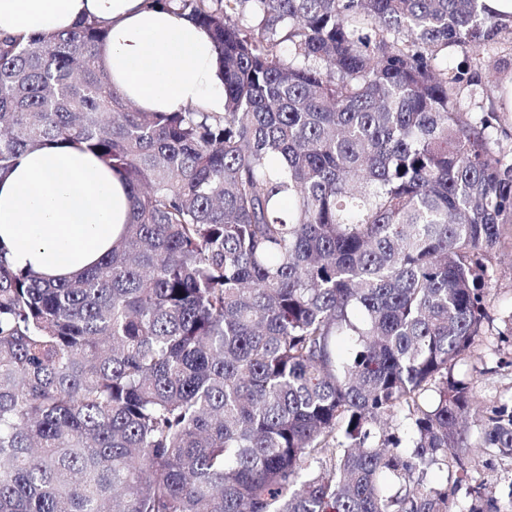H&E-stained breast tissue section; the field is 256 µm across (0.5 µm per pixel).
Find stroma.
Listing matches in <instances>:
<instances>
[{"mask_svg": "<svg viewBox=\"0 0 512 512\" xmlns=\"http://www.w3.org/2000/svg\"><path fill=\"white\" fill-rule=\"evenodd\" d=\"M492 267L487 301L491 321L453 363L451 373L455 379L469 383L476 410L468 423L464 454L484 495L497 500L501 512H507L512 506V457L485 453L480 418L497 406H512V245L500 247Z\"/></svg>", "mask_w": 512, "mask_h": 512, "instance_id": "obj_1", "label": "stroma"}]
</instances>
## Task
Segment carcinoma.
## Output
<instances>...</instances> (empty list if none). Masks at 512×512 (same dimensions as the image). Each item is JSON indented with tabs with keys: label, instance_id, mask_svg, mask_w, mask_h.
<instances>
[{
	"label": "carcinoma",
	"instance_id": "cac0c4a2",
	"mask_svg": "<svg viewBox=\"0 0 512 512\" xmlns=\"http://www.w3.org/2000/svg\"><path fill=\"white\" fill-rule=\"evenodd\" d=\"M150 3L208 34L224 111H140L96 20L0 35V173L74 144L131 198L76 280L0 251V512H448L450 369L512 231L483 80L512 81V26L483 0ZM482 446L512 456V408Z\"/></svg>",
	"mask_w": 512,
	"mask_h": 512
}]
</instances>
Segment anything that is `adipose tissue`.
I'll return each instance as SVG.
<instances>
[{
	"label": "adipose tissue",
	"mask_w": 512,
	"mask_h": 512,
	"mask_svg": "<svg viewBox=\"0 0 512 512\" xmlns=\"http://www.w3.org/2000/svg\"><path fill=\"white\" fill-rule=\"evenodd\" d=\"M83 18L107 28L100 61L141 111H223L215 48L185 18L146 0H0V34L60 32ZM130 212L119 174L77 146H44L0 178V249L14 268L71 278L110 249Z\"/></svg>",
	"instance_id": "ef3b65f1"
}]
</instances>
